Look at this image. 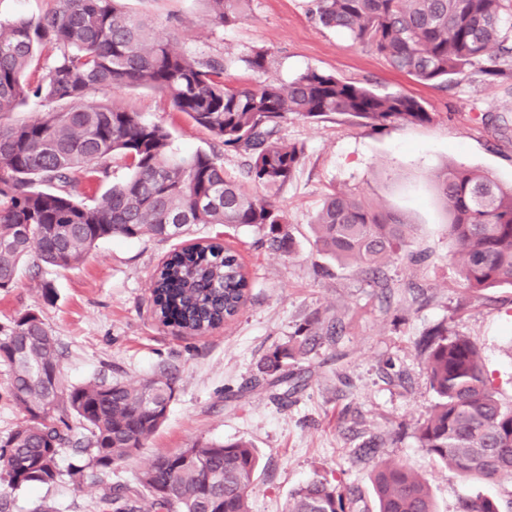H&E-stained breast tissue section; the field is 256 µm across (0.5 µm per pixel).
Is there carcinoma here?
I'll use <instances>...</instances> for the list:
<instances>
[{
	"instance_id": "obj_1",
	"label": "carcinoma",
	"mask_w": 512,
	"mask_h": 512,
	"mask_svg": "<svg viewBox=\"0 0 512 512\" xmlns=\"http://www.w3.org/2000/svg\"><path fill=\"white\" fill-rule=\"evenodd\" d=\"M206 20L230 26L245 0H204ZM504 0H311L310 18L345 31L353 43L383 56L391 68L433 87L467 70L482 80H507L499 62L512 63V24ZM56 50L45 79L25 72L37 50ZM233 60L188 53L156 28L155 18L133 13L122 0H56L38 17L0 20V115L30 99L54 103L31 122L0 123V290L14 287L31 249L43 264L68 269L101 240L150 236L168 241L194 224H234L261 233L269 248L292 254L284 213L271 200L299 169L304 146L280 136L288 118L329 115L380 131L399 123L426 124L433 116L417 98L383 93L308 69L287 84L231 86ZM139 87L167 96L176 111L243 158L242 172L224 169L222 154H182L169 131L138 113L85 100L103 88ZM126 160L127 177L98 197L87 186L110 178L112 158ZM448 211L449 256L466 289L512 286V186L463 166L433 174ZM319 250L341 264L376 273L413 246L410 225L360 197L329 194L313 221ZM249 279L237 255L218 242L173 251L151 282L161 323L202 336L235 316L248 298ZM308 320L295 337L260 360L259 372L283 386L285 372L320 336ZM425 373L435 402L416 437L421 448L459 476L512 480V405L488 383L477 347L466 336L436 330L423 341ZM0 361L10 369L9 393L23 417L0 438V509L15 490L51 484L57 455L82 445L91 464L110 469L138 453L166 419L173 381L152 377L132 384L121 377L78 385L64 378L58 340L41 317L26 311L0 329ZM89 432L74 438L73 423ZM378 512H436L428 482L403 465L374 459ZM260 460L242 440H195L161 455L138 477L104 498L111 512H250L249 493ZM286 512H352L324 478L300 486ZM458 512H512L477 496Z\"/></svg>"
}]
</instances>
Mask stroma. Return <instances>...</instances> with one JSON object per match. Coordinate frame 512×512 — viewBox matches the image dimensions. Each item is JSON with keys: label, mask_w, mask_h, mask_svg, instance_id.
<instances>
[{"label": "stroma", "mask_w": 512, "mask_h": 512, "mask_svg": "<svg viewBox=\"0 0 512 512\" xmlns=\"http://www.w3.org/2000/svg\"><path fill=\"white\" fill-rule=\"evenodd\" d=\"M309 4L247 0L243 18L220 27L205 20L202 0H126L133 11L151 12L187 52L237 58L224 74L231 85L286 82L317 69L411 95L432 113V122L374 132L335 115L288 120L282 135L303 144L305 154L274 200L293 236V253L270 250L249 227L195 224L189 230V240L214 239L235 251L251 279L239 314L205 336L179 335L152 313L151 276L181 241L107 239L66 270L29 258L15 287L0 291V326L37 311L64 352L68 383L112 377L137 383L166 375L174 397L163 425L129 461L100 471L81 449L63 448L58 481L14 491L6 512H104L111 485H135L156 455L199 439L253 444L262 465L251 512H285L292 491L315 477L352 495L356 512H376L372 463L361 455L371 441L378 456L429 480L439 512H456L464 498L502 499L512 490L506 479H465L441 467L416 438L435 401L419 342L436 327L469 336L498 398L512 403V288L465 289L448 257L449 217L432 181L445 166L461 165L512 185V80L460 75L447 90L433 89L394 71L347 34L315 25ZM259 49L269 54L263 72L243 63ZM88 103H114L162 124L181 152L217 146L162 93L108 89ZM335 190L361 194L411 224L423 261H393L373 282L317 252L311 224ZM46 287L52 300L42 297ZM315 314L334 334L289 362L288 373L307 384L287 402L274 401L259 360Z\"/></svg>", "instance_id": "1"}]
</instances>
